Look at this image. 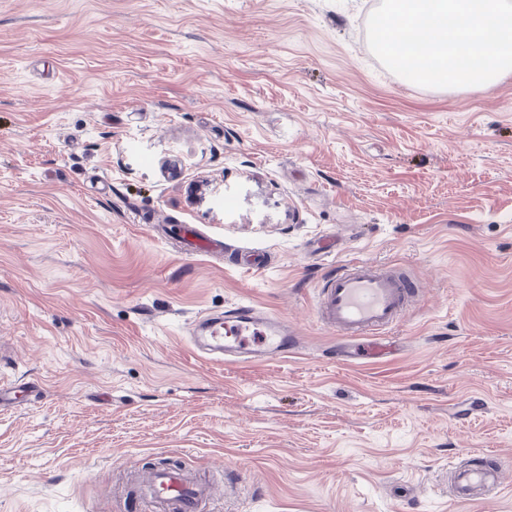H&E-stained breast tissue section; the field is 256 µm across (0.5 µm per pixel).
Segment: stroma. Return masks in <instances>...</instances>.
<instances>
[{
    "label": "stroma",
    "instance_id": "1",
    "mask_svg": "<svg viewBox=\"0 0 512 512\" xmlns=\"http://www.w3.org/2000/svg\"><path fill=\"white\" fill-rule=\"evenodd\" d=\"M380 3L0 0V377L41 384L0 408V512H126L129 469L186 462L215 512H512V75L390 72ZM354 259L426 290L395 357H328L315 291ZM235 302L305 352L202 358L192 321ZM485 450L500 495L455 503ZM502 460L498 454L480 452L474 459L448 464V494L457 504L476 498L491 499L501 490Z\"/></svg>",
    "mask_w": 512,
    "mask_h": 512
}]
</instances>
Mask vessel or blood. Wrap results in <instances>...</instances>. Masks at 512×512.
Returning <instances> with one entry per match:
<instances>
[{
  "label": "vessel or blood",
  "mask_w": 512,
  "mask_h": 512,
  "mask_svg": "<svg viewBox=\"0 0 512 512\" xmlns=\"http://www.w3.org/2000/svg\"><path fill=\"white\" fill-rule=\"evenodd\" d=\"M423 297L398 264L356 259L321 281L314 304L317 322L338 338L336 360L344 363L369 355L393 353L386 336ZM193 342L207 359L253 363L300 353L303 341L287 321L251 303L224 313L201 315ZM502 460L478 453L448 465V494L456 503L496 497L501 490ZM216 479L195 468L163 467L147 473L133 488L146 512H210Z\"/></svg>",
  "instance_id": "1"
}]
</instances>
